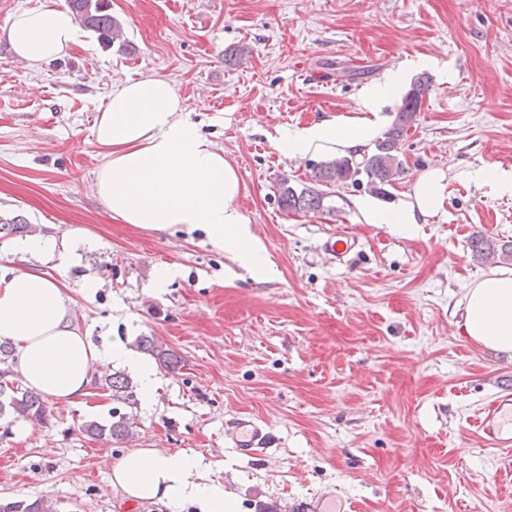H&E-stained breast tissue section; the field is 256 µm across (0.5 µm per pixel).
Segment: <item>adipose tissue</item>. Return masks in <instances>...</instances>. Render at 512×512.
Returning <instances> with one entry per match:
<instances>
[{
	"mask_svg": "<svg viewBox=\"0 0 512 512\" xmlns=\"http://www.w3.org/2000/svg\"><path fill=\"white\" fill-rule=\"evenodd\" d=\"M14 56L38 66L66 56L80 42V27L61 0H43L12 15L0 27ZM398 73L365 86L363 117L340 125L322 123L289 133L282 150L291 156L342 152L373 139L371 113L396 93ZM184 101L161 77L133 80L112 92L94 125L104 161L96 192L113 220L166 231L203 230L241 265L266 275L269 260L248 218L236 205L245 186L236 168L183 119ZM448 173L421 174L399 206L360 203L365 223L391 224L411 235L419 218L445 204ZM462 335L485 348L512 352V268H496L467 284ZM0 339L16 346L15 366L25 384L71 403L87 393L95 366H120L134 374L144 400L156 389L155 365L120 342L92 346L74 318L73 302L60 285L37 270L0 274ZM114 488L129 501L189 504L196 512H239L237 500L208 479L199 460L161 448H136L111 465Z\"/></svg>",
	"mask_w": 512,
	"mask_h": 512,
	"instance_id": "ef3b65f1",
	"label": "adipose tissue"
}]
</instances>
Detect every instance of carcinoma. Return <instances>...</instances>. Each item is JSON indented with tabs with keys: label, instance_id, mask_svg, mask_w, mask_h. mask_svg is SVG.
I'll list each match as a JSON object with an SVG mask.
<instances>
[{
	"label": "carcinoma",
	"instance_id": "carcinoma-1",
	"mask_svg": "<svg viewBox=\"0 0 512 512\" xmlns=\"http://www.w3.org/2000/svg\"><path fill=\"white\" fill-rule=\"evenodd\" d=\"M69 9L77 16L80 23L97 34L98 39L106 45L112 43L121 29L120 21L112 16L108 0H67ZM429 90V81L420 77L411 84L402 98L392 127L382 140L375 144L370 155L363 156L356 162L348 157H336L317 163L312 168L313 184L302 188L289 185L284 178L279 184V203L287 212L320 211L326 208L327 194L318 186L330 183H355L360 174H365L370 183H383L392 178L394 168L399 162V146L404 134L409 130L422 101ZM28 228L25 220L17 216L0 218V239L22 233ZM473 256L482 262L503 263L512 261V241H498L476 236L471 240ZM142 349L152 353L165 367L174 369L179 363L178 357L169 349L158 345L153 338L144 336L139 340ZM14 349L9 342H0V418L8 417L7 425L0 432L1 436L9 434V425L17 421L41 422L47 412L46 401L41 394L29 390L21 384L11 369ZM105 386L112 392V401L126 407H133L136 402V390L132 382L117 374L105 379ZM87 433L101 436L108 435L115 441H124L132 436L130 416L112 408V423L104 429L95 422L84 425ZM0 512H53L52 506L42 498L34 500L0 501Z\"/></svg>",
	"mask_w": 512,
	"mask_h": 512
}]
</instances>
